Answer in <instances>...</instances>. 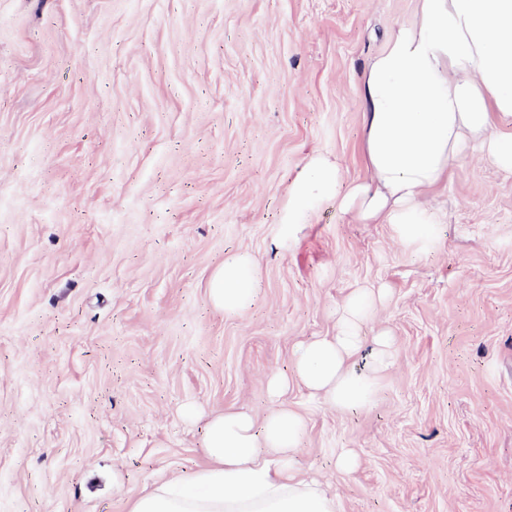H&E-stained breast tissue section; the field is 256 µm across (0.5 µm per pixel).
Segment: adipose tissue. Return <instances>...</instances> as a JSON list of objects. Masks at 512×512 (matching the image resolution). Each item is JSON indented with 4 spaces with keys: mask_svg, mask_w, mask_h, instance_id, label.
Masks as SVG:
<instances>
[{
    "mask_svg": "<svg viewBox=\"0 0 512 512\" xmlns=\"http://www.w3.org/2000/svg\"><path fill=\"white\" fill-rule=\"evenodd\" d=\"M360 95L369 186L344 185L339 164L311 156L288 188L285 232L296 236L333 200L361 223L392 225L416 253L429 254L438 215L425 197L472 146L512 174V0H418L414 19L369 62ZM257 290L256 264L241 255L213 274L209 298L239 315ZM374 308L372 292L354 291L335 335L296 347L293 379L332 406L368 404L393 363L382 331L371 371L350 367L364 342L360 325ZM304 431L303 416L288 409L259 421L224 412L203 434L208 467L136 495L130 512H340L338 496L297 468Z\"/></svg>",
    "mask_w": 512,
    "mask_h": 512,
    "instance_id": "obj_1",
    "label": "adipose tissue"
}]
</instances>
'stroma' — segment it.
Here are the masks:
<instances>
[{"instance_id":"stroma-1","label":"stroma","mask_w":512,"mask_h":512,"mask_svg":"<svg viewBox=\"0 0 512 512\" xmlns=\"http://www.w3.org/2000/svg\"><path fill=\"white\" fill-rule=\"evenodd\" d=\"M416 6L0 0V512H130L211 418L276 404L340 512H512V177L463 157L423 259L332 201L283 234L311 155L367 184L359 88ZM244 253L260 298L227 316L209 282ZM357 288L395 352L373 400L271 402Z\"/></svg>"}]
</instances>
